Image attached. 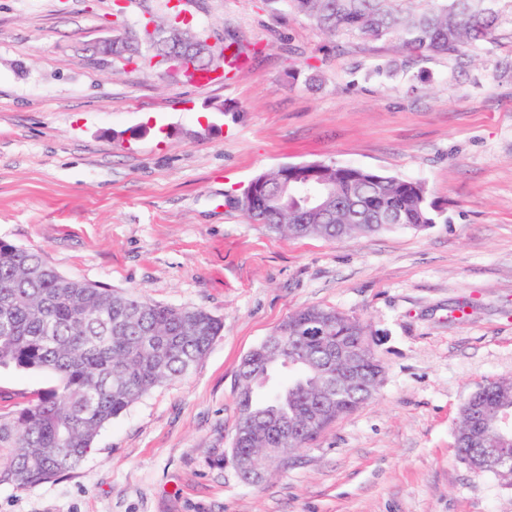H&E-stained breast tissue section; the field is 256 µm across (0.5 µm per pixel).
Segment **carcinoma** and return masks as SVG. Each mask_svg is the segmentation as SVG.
I'll return each mask as SVG.
<instances>
[{
  "mask_svg": "<svg viewBox=\"0 0 512 512\" xmlns=\"http://www.w3.org/2000/svg\"><path fill=\"white\" fill-rule=\"evenodd\" d=\"M275 9L309 18L325 34L354 33L396 39L410 56L465 57L493 43L494 32L512 23L504 0H267ZM208 37L184 27L180 49L217 66ZM141 39L117 48L143 68ZM262 191L238 204L252 221L279 235L352 239L395 226L420 230L439 215L422 181L375 170L328 163L316 172L282 167L255 176ZM331 193L323 210L305 207L301 194L317 184ZM339 318L325 336H310L321 313ZM288 335L268 337L239 367L237 428L230 454L253 467L274 449L293 454L325 428L376 393L383 374L368 326L318 306L288 316ZM224 323L201 308H174L133 294L61 274L33 251L0 241V367L50 371L59 386L29 401L8 421L0 420V447L14 452L0 468V482L18 490L48 482L78 467L93 450L100 430L155 387L185 376L210 350ZM343 343L357 359L356 378L322 399L336 358L327 344ZM277 411L288 436L259 434L249 422ZM512 416V377L491 381L469 394L459 410L454 438L459 460L512 487V430L499 418Z\"/></svg>",
  "mask_w": 512,
  "mask_h": 512,
  "instance_id": "obj_1",
  "label": "carcinoma"
}]
</instances>
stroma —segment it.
<instances>
[{
  "instance_id": "1",
  "label": "stroma",
  "mask_w": 512,
  "mask_h": 512,
  "mask_svg": "<svg viewBox=\"0 0 512 512\" xmlns=\"http://www.w3.org/2000/svg\"><path fill=\"white\" fill-rule=\"evenodd\" d=\"M168 7L0 0V240L224 322L75 470L0 483V512H512V489L453 447L464 398L512 377V26L474 59L410 63L397 40L331 38L266 0H187L194 28L244 48L232 77L200 87L93 53ZM314 161L424 181L440 214L332 241L276 235L233 204L257 174ZM313 305L368 325L381 384L243 482L228 459L240 363ZM58 384L0 367V419Z\"/></svg>"
}]
</instances>
